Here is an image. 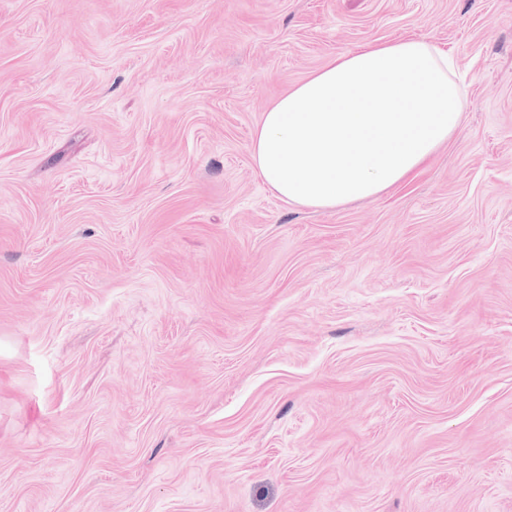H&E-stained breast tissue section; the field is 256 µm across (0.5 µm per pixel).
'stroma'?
<instances>
[{"instance_id":"stroma-1","label":"stroma","mask_w":512,"mask_h":512,"mask_svg":"<svg viewBox=\"0 0 512 512\" xmlns=\"http://www.w3.org/2000/svg\"><path fill=\"white\" fill-rule=\"evenodd\" d=\"M403 38L460 130L280 199L262 112ZM0 512H512V0H0Z\"/></svg>"}]
</instances>
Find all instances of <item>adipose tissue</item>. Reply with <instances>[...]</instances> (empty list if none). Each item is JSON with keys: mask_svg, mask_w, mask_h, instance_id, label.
Returning <instances> with one entry per match:
<instances>
[{"mask_svg": "<svg viewBox=\"0 0 512 512\" xmlns=\"http://www.w3.org/2000/svg\"><path fill=\"white\" fill-rule=\"evenodd\" d=\"M448 53L400 39L335 56L263 112L250 153L284 201L333 209L413 179L459 129Z\"/></svg>", "mask_w": 512, "mask_h": 512, "instance_id": "1", "label": "adipose tissue"}]
</instances>
